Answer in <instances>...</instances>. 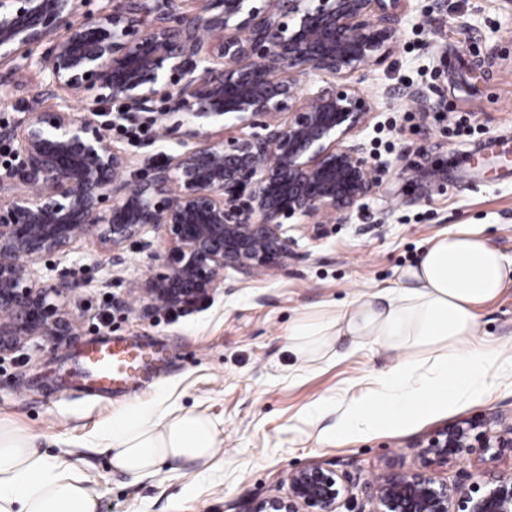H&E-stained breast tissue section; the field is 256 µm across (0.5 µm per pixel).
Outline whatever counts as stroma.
<instances>
[{
    "label": "stroma",
    "instance_id": "stroma-1",
    "mask_svg": "<svg viewBox=\"0 0 512 512\" xmlns=\"http://www.w3.org/2000/svg\"><path fill=\"white\" fill-rule=\"evenodd\" d=\"M403 83L427 92L436 109L421 112L390 98L389 89ZM362 89L376 109L360 138L386 162L390 191L366 199L348 223L327 226L319 240L294 232L299 258L287 271L246 280L228 269L226 289L197 307L148 316L141 304L116 303L157 269L138 246L120 267L91 236L51 258L52 266L89 282L72 303L78 334L58 349L33 341L0 360V422L39 436L44 453L72 462L99 494L98 512H247L256 497L287 493L293 467L322 465L367 478L392 461L419 466L420 449L445 427L486 417L512 423L511 377L475 403L402 433L318 441L336 422L337 402L371 387L389 357L365 348L347 358L302 359L288 336L293 322L394 286L423 247L461 224L479 226L512 258V6L411 0L394 53L368 70ZM48 104L35 69L0 67V126ZM466 113L471 135L454 136L456 116ZM142 120L153 130L147 140L133 143L117 132L112 138L129 154L162 163L177 148L156 136L166 118L157 111ZM425 150L445 163L444 188L411 168ZM478 314L481 336L512 348V280ZM109 337L149 344L163 359L131 393L78 396L72 383L84 348ZM317 400L327 412L313 418ZM135 402L208 414L222 439L213 468L169 465L141 480L114 470L96 437Z\"/></svg>",
    "mask_w": 512,
    "mask_h": 512
}]
</instances>
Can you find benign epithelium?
Returning <instances> with one entry per match:
<instances>
[{"instance_id": "1", "label": "benign epithelium", "mask_w": 512, "mask_h": 512, "mask_svg": "<svg viewBox=\"0 0 512 512\" xmlns=\"http://www.w3.org/2000/svg\"><path fill=\"white\" fill-rule=\"evenodd\" d=\"M79 6L0 0V66H35L50 98L97 88L119 105L102 121L100 111L78 114L61 99L0 127L22 159L0 174V358L32 340L51 350L71 342V298L87 282L64 269L43 282L39 268L89 234L122 266L128 246L152 251L145 234L162 231L165 249L153 251L160 271L129 292L152 311L185 310L224 287L226 269L245 279L286 269L287 221L314 218L318 234L382 185L357 139L373 112L359 84L392 54L409 0H112L73 23ZM44 41L50 51L32 61L30 48ZM311 76L320 85L302 97ZM389 95L427 112L437 106L419 88ZM160 100L171 117L221 125L184 131L174 121L160 138L178 139L181 150L139 168L112 140V124ZM414 167L434 185L445 181L425 153ZM474 453L512 460V428L440 431L420 450V466L371 479L293 468L288 494H269L248 512H341L355 489L370 509L347 512H512V475L442 476L448 461Z\"/></svg>"}]
</instances>
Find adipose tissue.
<instances>
[{
    "label": "adipose tissue",
    "mask_w": 512,
    "mask_h": 512,
    "mask_svg": "<svg viewBox=\"0 0 512 512\" xmlns=\"http://www.w3.org/2000/svg\"><path fill=\"white\" fill-rule=\"evenodd\" d=\"M511 277L512 261L481 230L461 226L402 268L396 287L297 323L293 348L304 358L325 353L343 336L396 355L362 398L340 403L330 439L399 433L490 393L512 369V355L479 338L478 310ZM98 439L115 469L142 479L163 462L208 467L218 453L219 431L204 413L173 415L137 402ZM73 470L41 452L36 436L0 424V512H98L97 495Z\"/></svg>",
    "instance_id": "obj_1"
}]
</instances>
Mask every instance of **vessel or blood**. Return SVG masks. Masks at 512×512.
<instances>
[{
    "mask_svg": "<svg viewBox=\"0 0 512 512\" xmlns=\"http://www.w3.org/2000/svg\"><path fill=\"white\" fill-rule=\"evenodd\" d=\"M151 365L144 347L125 338L90 345L82 353L79 391L86 396L122 393Z\"/></svg>",
    "mask_w": 512,
    "mask_h": 512,
    "instance_id": "obj_1",
    "label": "vessel or blood"
}]
</instances>
